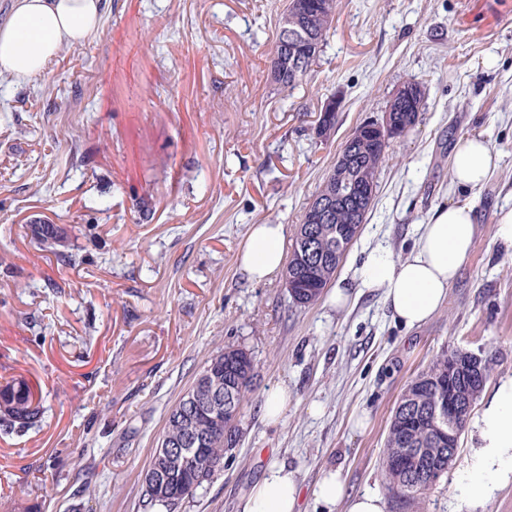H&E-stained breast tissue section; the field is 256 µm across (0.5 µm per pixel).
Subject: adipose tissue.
I'll return each mask as SVG.
<instances>
[{"label": "adipose tissue", "instance_id": "obj_1", "mask_svg": "<svg viewBox=\"0 0 512 512\" xmlns=\"http://www.w3.org/2000/svg\"><path fill=\"white\" fill-rule=\"evenodd\" d=\"M103 0H15L8 19L0 24V74L20 82L42 74L66 44L86 41L99 29ZM498 156L481 135L462 137L453 152L454 186L462 191L482 188L497 167ZM412 250L404 256L389 247H373L357 268L364 288H380L394 318L413 328L427 322L448 300L458 272L470 259L476 233V212L469 202L435 209ZM285 227L254 225L240 254L250 280L260 282L284 265ZM482 446L471 467L470 498L489 496L492 479L512 476V379L502 382L480 418ZM318 498L328 505L346 502L347 512H384L378 496L345 498L339 471L324 472ZM299 484L286 468L271 470L253 487L242 512H295Z\"/></svg>", "mask_w": 512, "mask_h": 512}]
</instances>
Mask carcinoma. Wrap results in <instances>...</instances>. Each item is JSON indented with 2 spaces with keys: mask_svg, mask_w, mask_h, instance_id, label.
<instances>
[{
  "mask_svg": "<svg viewBox=\"0 0 512 512\" xmlns=\"http://www.w3.org/2000/svg\"><path fill=\"white\" fill-rule=\"evenodd\" d=\"M336 10V0H291L288 17L292 24L278 26L274 50L283 57L273 80L288 88L311 70ZM416 105L409 101L390 103L394 135L400 136L419 122L424 93L414 91ZM342 162L333 168L312 204H326L318 220L297 227L288 263L285 284L293 302L314 304L324 293L344 257L361 232L374 197L336 193V181L377 186L379 169L386 150L369 136L347 139L341 150ZM222 373L232 383L231 400L236 410L243 408L252 385L255 365L243 349L228 347L210 359L203 374L196 378L189 396L181 397L168 414L161 445L171 450L185 447V441L197 438L199 466H183L170 455L152 456L150 464L165 469V491L144 496L156 506L172 509L224 469V451L229 447L226 433L238 436L236 423L218 425L208 410L211 389L205 373ZM488 378L486 363H471L456 349L440 355L427 370L406 387L389 423L382 469L386 489L393 493L401 512L421 503L430 490L448 474V459L455 457L459 440L448 437V421L440 420V409L450 405L454 432L464 431L473 406ZM41 397L21 380L0 389V426L3 430L21 429L33 423L39 413Z\"/></svg>",
  "mask_w": 512,
  "mask_h": 512,
  "instance_id": "obj_1",
  "label": "carcinoma"
}]
</instances>
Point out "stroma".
Listing matches in <instances>:
<instances>
[{"label": "stroma", "mask_w": 512, "mask_h": 512, "mask_svg": "<svg viewBox=\"0 0 512 512\" xmlns=\"http://www.w3.org/2000/svg\"><path fill=\"white\" fill-rule=\"evenodd\" d=\"M288 4L105 0L94 39L31 81L0 75V386L22 379L42 396L32 425L0 431V512H160L143 474L165 419L228 347L255 365L239 444L175 512H241L275 465L298 476V512H327L316 490L330 469L346 496L385 497V437L417 374L463 349L488 366L482 397L512 378V246L494 236L512 208V0H337L310 74L285 89L271 64ZM409 81L424 90L420 121L390 140L336 276L378 244L407 254L437 206L465 200L478 232L446 304L409 329L379 288H354L339 311L295 304L283 275L249 280L251 226L284 225L292 245L344 141ZM472 134L500 162L463 193L451 160ZM45 219L72 263L40 243ZM280 388L271 424L264 402ZM478 444L472 417L420 512H512V479L464 505Z\"/></svg>", "instance_id": "obj_1"}]
</instances>
